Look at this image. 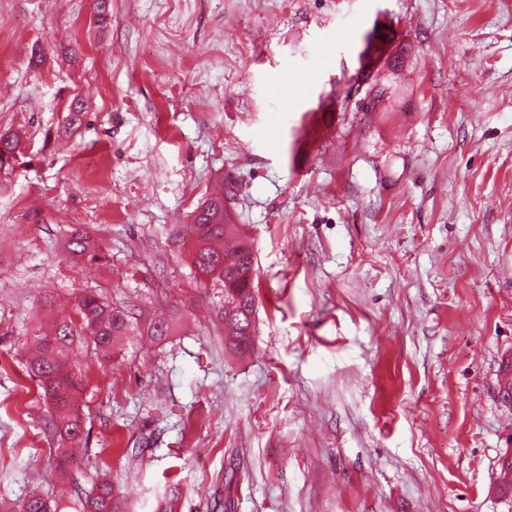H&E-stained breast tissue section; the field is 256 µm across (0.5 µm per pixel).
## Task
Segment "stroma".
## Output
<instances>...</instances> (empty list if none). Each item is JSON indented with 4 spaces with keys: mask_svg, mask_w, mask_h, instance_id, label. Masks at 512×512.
I'll use <instances>...</instances> for the list:
<instances>
[{
    "mask_svg": "<svg viewBox=\"0 0 512 512\" xmlns=\"http://www.w3.org/2000/svg\"><path fill=\"white\" fill-rule=\"evenodd\" d=\"M377 25L403 70L374 108L346 91ZM6 131L0 499L60 481L25 347L43 296L94 289L175 323L73 346L77 481L117 512L171 479L178 512H512V0H0ZM218 180L255 251L241 356L172 241ZM18 133H0V171H14L22 154Z\"/></svg>",
    "mask_w": 512,
    "mask_h": 512,
    "instance_id": "1",
    "label": "stroma"
}]
</instances>
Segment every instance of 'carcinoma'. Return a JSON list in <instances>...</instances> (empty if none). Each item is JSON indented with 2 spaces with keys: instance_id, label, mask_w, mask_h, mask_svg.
<instances>
[{
  "instance_id": "obj_1",
  "label": "carcinoma",
  "mask_w": 512,
  "mask_h": 512,
  "mask_svg": "<svg viewBox=\"0 0 512 512\" xmlns=\"http://www.w3.org/2000/svg\"><path fill=\"white\" fill-rule=\"evenodd\" d=\"M22 154L21 137L17 133H0V171H13ZM230 186L211 194L189 214V224L175 229L173 239L190 245L193 264L214 273L216 290V317L224 339L239 353L247 351L253 336L257 294L255 289V259L252 242L245 225L234 223L224 210V198ZM68 252L74 256L91 253L95 249L88 234L75 233L67 242ZM132 315L127 310L107 302L95 294L76 298L72 311L53 315L49 330L51 336H35L26 358V369L40 389L43 399L51 406L49 424L61 475H68L74 456L71 446L82 441L83 418L78 408L84 385L73 369L72 345L80 340L109 358L115 353L124 336L128 335ZM172 334V324L164 318L150 320L147 335L161 342ZM115 488L108 480H101L78 499L80 512H112ZM181 493L171 485L157 501L155 512H175V503ZM0 512H60V501L40 493H31L17 508L0 502Z\"/></svg>"
}]
</instances>
